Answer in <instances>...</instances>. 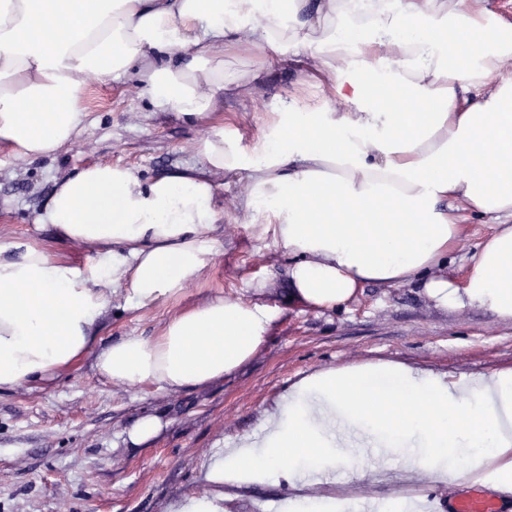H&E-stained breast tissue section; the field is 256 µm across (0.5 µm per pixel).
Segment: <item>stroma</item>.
I'll return each mask as SVG.
<instances>
[{
	"label": "stroma",
	"instance_id": "stroma-1",
	"mask_svg": "<svg viewBox=\"0 0 512 512\" xmlns=\"http://www.w3.org/2000/svg\"><path fill=\"white\" fill-rule=\"evenodd\" d=\"M224 65L262 70L263 82L257 95L221 101L210 122L257 146L302 76L267 66L258 51L225 58ZM85 106L79 144L55 158L22 161L0 145V242L35 244L53 259L83 264V251L35 221L57 177L95 161L135 167L147 177L198 161L195 143L205 125L149 112L135 81L90 83ZM239 194L234 184L220 188L224 221L237 230L219 240L220 260L198 288L148 310L113 305L101 334L155 336L176 312L217 296L236 297L274 315L254 358L224 381L176 395L150 384L136 393L114 388L89 356L49 385L1 393L0 512H173L209 490L205 451L234 448L241 438L260 434L300 381L354 360L397 363L447 383L512 372L511 319L475 307L439 308L419 286L367 283L333 310L291 298V258L272 238L257 237ZM145 414L159 416L162 429L150 442L131 445L126 431ZM403 464V449L388 447L363 454L356 470L338 467L322 479L334 499L362 498V506L348 512H384L405 490L416 493L412 512H448L455 488L405 479ZM297 494V483L284 476L228 485L224 512H281Z\"/></svg>",
	"mask_w": 512,
	"mask_h": 512
}]
</instances>
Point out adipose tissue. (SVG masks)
<instances>
[{
	"instance_id": "1",
	"label": "adipose tissue",
	"mask_w": 512,
	"mask_h": 512,
	"mask_svg": "<svg viewBox=\"0 0 512 512\" xmlns=\"http://www.w3.org/2000/svg\"><path fill=\"white\" fill-rule=\"evenodd\" d=\"M257 50L322 98L292 99L251 149L213 126L197 165L151 180L109 162L59 178L39 221L86 250L84 266L0 245V393L88 355L114 387L169 395L251 360L273 314L239 298L174 313L152 338L100 335L113 299L154 307L217 264L233 231L219 222L227 177L314 307L341 306L365 283L417 282L439 307L512 319V22L489 0H0V143L23 161L55 157L79 138L88 80L130 74L151 112L208 118L222 95L261 84V72L224 66ZM451 198L500 222L460 285L446 273L468 247ZM354 432L409 448L417 482L511 489L512 373L454 384L399 365L317 373L260 436L211 454L206 479L285 475L304 488L288 512H336L320 474L355 466Z\"/></svg>"
}]
</instances>
